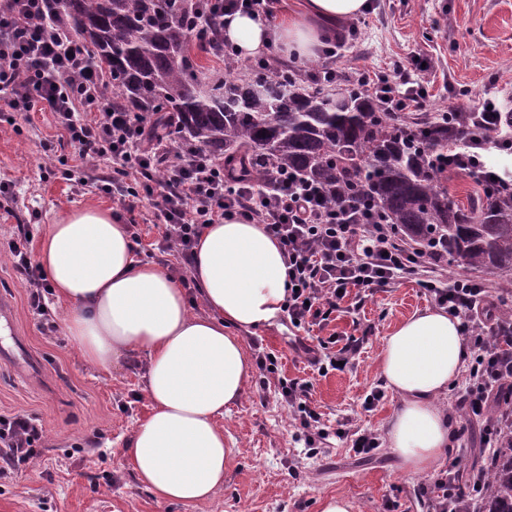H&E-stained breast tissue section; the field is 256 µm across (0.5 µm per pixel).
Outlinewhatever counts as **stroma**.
I'll return each mask as SVG.
<instances>
[{
    "mask_svg": "<svg viewBox=\"0 0 512 512\" xmlns=\"http://www.w3.org/2000/svg\"><path fill=\"white\" fill-rule=\"evenodd\" d=\"M342 26L356 34L337 57V70H380L403 60L427 89L430 111L512 96V0H371L369 10ZM48 142L54 146L50 155L43 150ZM110 170L106 160L84 164L52 113L13 112L0 99V300L12 302L17 331L13 337L0 333V347L22 339L37 364L31 373L0 360V415L35 414L47 435L26 471L0 481V512H321L322 498L336 494L350 497L356 512H432L423 486L453 466L470 478L489 470L475 426L453 439L437 468L412 477L387 447L359 455L335 435L345 423L385 434L400 406L390 392L373 409L363 402L384 385L385 336L432 305L415 280L403 279L367 296L354 311L337 309L318 330L321 339L343 344L352 338L359 344V355L344 370L324 376L313 371L293 349L295 331L285 322L252 332L250 357L263 349L274 352L276 371L253 370L245 397L224 415L233 459L223 490L193 509L155 498L136 481L122 453L138 421L151 411L142 361L94 366L68 336L44 335L2 253L17 225H31L34 238H41L58 209L120 211L118 196L99 188ZM283 377L311 383L312 402L329 432L323 454L309 455L299 439L278 389Z\"/></svg>",
    "mask_w": 512,
    "mask_h": 512,
    "instance_id": "35a3bbf8",
    "label": "stroma"
}]
</instances>
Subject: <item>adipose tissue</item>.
<instances>
[{
    "instance_id": "ef3b65f1",
    "label": "adipose tissue",
    "mask_w": 512,
    "mask_h": 512,
    "mask_svg": "<svg viewBox=\"0 0 512 512\" xmlns=\"http://www.w3.org/2000/svg\"><path fill=\"white\" fill-rule=\"evenodd\" d=\"M367 7L368 0H306L302 12L275 25L237 12L225 16L224 37L243 59L276 42L312 58L325 42L324 24ZM37 261L65 307L63 328L87 363L108 367L134 355L145 363L152 412L123 450L136 480L165 502L213 500L233 454L220 420L251 379L242 335L273 325L288 295L280 244L259 224L227 219L207 225L191 263L206 308L202 316L192 314L172 273L137 258L126 225L110 210H58ZM466 356L458 319L440 310L417 312L385 337L380 370L401 401L387 426V444L406 473L431 470L449 448L453 427L439 399Z\"/></svg>"
}]
</instances>
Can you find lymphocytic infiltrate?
Wrapping results in <instances>:
<instances>
[{
	"instance_id": "lymphocytic-infiltrate-1",
	"label": "lymphocytic infiltrate",
	"mask_w": 512,
	"mask_h": 512,
	"mask_svg": "<svg viewBox=\"0 0 512 512\" xmlns=\"http://www.w3.org/2000/svg\"><path fill=\"white\" fill-rule=\"evenodd\" d=\"M90 52L68 29L47 16L45 0H0V97L15 112L53 113L58 127L89 163L111 161V176L102 178L103 192L119 194L123 217L132 239H139L135 212L148 197L156 198V218L162 226L161 253L176 252L182 263L192 260L195 239L208 224L238 219L263 225L287 258L290 291L284 310L293 327L313 329L327 321L349 295H369L404 278L417 279L436 304L460 320L461 332L473 358L467 366L460 405L467 420L484 419L482 442L492 448L503 423L512 421V407L491 415V394L512 383V323L487 325L481 305L488 284L471 276L445 278L442 263L431 249L407 244L361 192L330 204L322 188L294 173L276 171L269 186L231 182L224 164L171 141L146 148L141 144L144 116L109 108L101 93V74ZM357 84L379 97L385 111L402 118L427 109V92L412 81L407 67L394 63L385 71L341 72L332 66L311 73L310 84L322 76ZM470 134L448 151V172L457 176L485 174L472 154L475 141L495 133L497 148L511 143L502 128L512 129V111L487 103L470 108ZM32 235L19 226L6 253L24 280L29 304L40 316L43 330L55 331L47 316L45 297L51 292L44 273L32 258ZM279 387L293 419L305 433L309 454L320 451L326 438L320 412L309 398L310 385L283 379ZM46 433L38 416L18 412L0 415V479L21 473L44 447ZM483 477L463 482L455 472L436 479L422 493L433 512H455V504L474 502Z\"/></svg>"
}]
</instances>
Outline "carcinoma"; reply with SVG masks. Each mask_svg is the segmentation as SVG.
Masks as SVG:
<instances>
[{
	"mask_svg": "<svg viewBox=\"0 0 512 512\" xmlns=\"http://www.w3.org/2000/svg\"><path fill=\"white\" fill-rule=\"evenodd\" d=\"M47 11L90 48L105 77V98L152 116L148 140L224 159L237 179L263 184L257 158L321 185L333 201L355 181L397 236L439 250L448 267L512 275V170L486 165L501 188L476 181L463 207L448 196V172L432 163L469 131L468 118L407 117L398 122L374 97L273 60L256 79L227 78L237 68L214 33L197 34L199 0H46ZM224 64L210 70L192 46ZM480 512H512V433L494 449Z\"/></svg>",
	"mask_w": 512,
	"mask_h": 512,
	"instance_id": "obj_1",
	"label": "carcinoma"
}]
</instances>
